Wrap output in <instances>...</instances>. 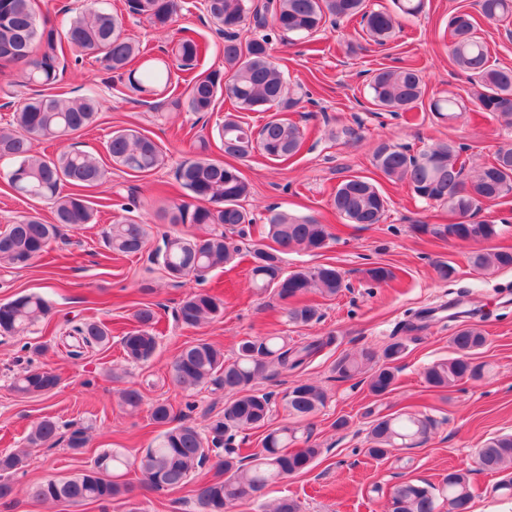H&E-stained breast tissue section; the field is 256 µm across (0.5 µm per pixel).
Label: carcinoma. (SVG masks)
I'll return each instance as SVG.
<instances>
[{
    "label": "carcinoma",
    "mask_w": 512,
    "mask_h": 512,
    "mask_svg": "<svg viewBox=\"0 0 512 512\" xmlns=\"http://www.w3.org/2000/svg\"><path fill=\"white\" fill-rule=\"evenodd\" d=\"M37 7V0H0V72L20 64L21 85L38 87L15 109L10 123L0 126V160L8 162L4 178L9 186L27 198L49 201L53 218L48 223L35 215L24 216L0 231V266L6 268L26 267L40 258L61 227L80 229L95 223L97 210L86 190L106 181L108 170L104 165L94 154L78 149L54 156L33 149L36 142L59 140L87 129L103 107L92 94L71 98L51 93L65 69V52L77 61L91 54L105 70L127 75L131 92L153 96V100L144 101L152 110L201 114L214 111L222 97L230 101L231 109L213 136L220 141L224 155L234 162L205 156L209 142L200 140V152L177 169L186 199L169 200L163 210L171 224H220L233 230L252 223L243 206L252 186L238 163L248 161L257 152L279 162L295 156L303 134L285 113L297 111L305 96L288 83L273 55L269 35L242 39L240 31L248 26L264 29L270 24L282 34L304 38L320 32L329 19L350 21L358 17L369 41L383 46L402 31V22L425 11L426 0H392L390 7L372 9L366 0H204L206 16L224 34V68L200 71L196 70L200 46L190 36L182 37L172 47L176 61L173 69L150 58L149 48L128 37L122 18L106 7L75 15L61 28L40 19ZM125 7L128 15L146 19L162 33L171 28L182 10L181 0H125ZM478 7L480 16L489 22L512 17V0H478ZM444 32L448 33L453 62L471 77L469 100L475 111L512 124V70L491 62L478 20L465 10H457L448 16ZM180 86L183 91L179 95L167 94L169 88ZM425 94L422 69L412 64L380 68L369 82L372 104L387 112H411L426 106L440 117L455 118L464 109L453 95L427 99ZM241 112H267L269 117L261 126L253 127L241 120ZM105 152L113 165L136 174H148L163 164L158 144L134 129L112 132ZM372 165L388 180L407 184L414 196L444 204L461 218L439 227L422 224L424 231L440 238L473 242L498 235L495 221H474L472 217L483 203L512 195V143L499 146L492 161L469 177L464 175L465 162L460 160L455 145L442 140L413 154L399 144L382 140L372 150ZM333 205L350 224H378L384 219L388 202L370 179L352 176L336 186ZM124 211L127 215L104 231L105 245L117 254H138L148 244L150 225L132 214L130 208ZM263 234L271 244L255 245L248 251L253 287L284 302L291 323L305 326L318 321V308L300 303L298 298L312 290L329 297L337 295L346 287L343 273L330 264L287 272L284 262L292 252L315 253L327 247L332 239L328 225L275 208L266 217ZM157 257L166 275L179 271L181 278H192L200 285L212 272L241 259L240 249L224 233L199 238L167 235ZM469 263L477 270L512 268V251H478L470 256ZM362 274L374 285L396 278L392 268L377 263L364 268ZM51 311L50 302L35 293L0 303V336H23ZM223 315L224 300L205 289L185 296L177 309L178 321L187 328ZM135 321L120 344L126 360L146 363L158 346L153 332L156 312L144 305L136 311ZM67 324L72 356L105 346L112 339V331L101 322L69 319ZM335 342L333 335L303 345L289 342L286 336H249L240 340L230 361L210 342H190L172 363L173 384L187 393L213 384L230 395L222 415L209 423L207 435L186 423L172 425L170 407L157 402L151 407L150 421L159 432L139 459L130 463L116 450L104 452L74 476L30 485L28 494L38 502L71 506L98 502L105 506L132 493V486L123 480L124 469L131 464L138 469L142 486L164 491L190 483L195 472L209 463L214 473L198 485L195 494L200 512H226L239 501L254 499L269 483L307 471L322 454L310 437L300 439L299 427L286 424L269 429L257 452L239 455L236 438L266 426L271 416V393L255 384L272 372L292 374L296 380L286 395L289 415L303 420L316 414L325 406L327 393L302 378V373ZM486 342L480 328L460 327L450 338L453 355L425 368L428 387L443 390L480 379L486 364L475 362V355ZM405 350L400 340L388 343L381 351L366 347L354 355H344L333 370L342 379L365 376L369 392L381 396L393 390L396 362ZM59 383L54 371L31 368L16 377L14 390L23 396H42ZM120 400L134 413L140 410L144 397L139 389L128 387L120 391ZM432 429L431 419L420 414L378 417L369 428L365 454L375 461L386 460L400 450L428 441ZM58 431L55 420L44 418L32 427L26 444L52 443ZM299 441L301 447L288 450V445ZM89 442L87 428L70 430L68 448L79 453ZM477 455L484 469L503 474L495 491L512 495V433L488 439ZM26 461L27 452L22 448L0 454L1 501L10 500L13 485L9 477ZM473 499L469 471L460 468L448 472L439 486L422 480L394 485L388 495L387 512H471Z\"/></svg>",
    "instance_id": "1"
}]
</instances>
